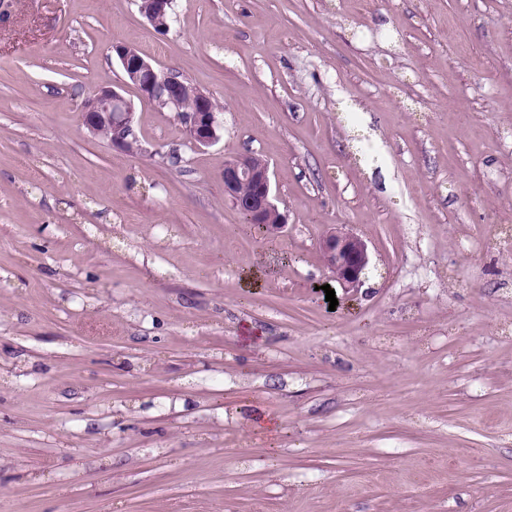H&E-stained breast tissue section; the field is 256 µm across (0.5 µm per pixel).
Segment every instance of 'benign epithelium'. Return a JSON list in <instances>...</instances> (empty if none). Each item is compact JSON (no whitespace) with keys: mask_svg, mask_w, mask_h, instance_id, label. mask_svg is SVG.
<instances>
[{"mask_svg":"<svg viewBox=\"0 0 512 512\" xmlns=\"http://www.w3.org/2000/svg\"><path fill=\"white\" fill-rule=\"evenodd\" d=\"M171 0H141L140 11L157 31H167ZM123 73V84L134 87L140 98L159 104L172 112L183 125L189 141L196 147H208L221 139L224 121L221 112L212 109V97L202 91H194L198 98L193 111L182 109L183 80L169 70H161L144 58L135 48L112 44ZM83 125L93 134L106 124L111 129L110 143L118 150L132 147L137 138L135 107L120 91L113 87H101L88 99L81 113ZM224 197L246 216L251 224H262L270 233H277L286 226L285 217L279 213L273 192L269 164L253 154H240L224 164ZM325 263L336 281L348 291L358 290L370 265L366 242L358 235L338 229L321 242Z\"/></svg>","mask_w":512,"mask_h":512,"instance_id":"benign-epithelium-1","label":"benign epithelium"}]
</instances>
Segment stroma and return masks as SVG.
I'll use <instances>...</instances> for the list:
<instances>
[{
    "label": "stroma",
    "mask_w": 512,
    "mask_h": 512,
    "mask_svg": "<svg viewBox=\"0 0 512 512\" xmlns=\"http://www.w3.org/2000/svg\"><path fill=\"white\" fill-rule=\"evenodd\" d=\"M8 10L0 512H512V0H175L164 35L137 0ZM115 42L220 102V141L131 87L139 151L89 134ZM246 153L280 234L224 198ZM320 247L328 269L341 287L358 291L370 265L366 242L341 228L326 236Z\"/></svg>",
    "instance_id": "35a3bbf8"
}]
</instances>
